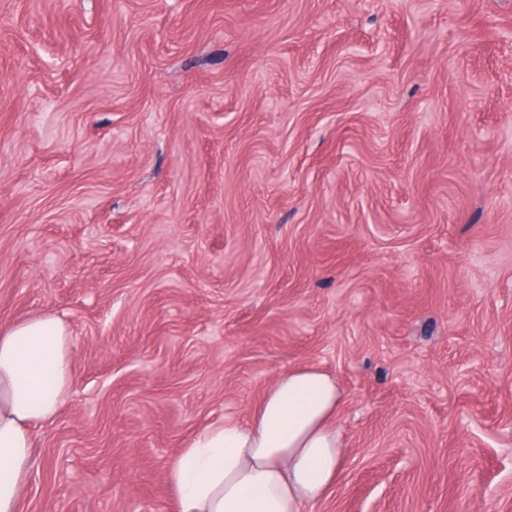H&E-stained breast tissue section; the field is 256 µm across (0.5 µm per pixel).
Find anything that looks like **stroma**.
I'll return each mask as SVG.
<instances>
[{"label": "stroma", "mask_w": 512, "mask_h": 512, "mask_svg": "<svg viewBox=\"0 0 512 512\" xmlns=\"http://www.w3.org/2000/svg\"><path fill=\"white\" fill-rule=\"evenodd\" d=\"M0 0V328L68 327L22 512L333 374L308 512H512V0Z\"/></svg>", "instance_id": "obj_1"}]
</instances>
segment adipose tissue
I'll use <instances>...</instances> for the list:
<instances>
[{
    "label": "adipose tissue",
    "instance_id": "ef3b65f1",
    "mask_svg": "<svg viewBox=\"0 0 512 512\" xmlns=\"http://www.w3.org/2000/svg\"><path fill=\"white\" fill-rule=\"evenodd\" d=\"M72 387L70 336L44 315L0 330V512H21L31 428L53 421ZM342 394L316 367L288 370L248 421L211 424L169 465L178 512H304L334 484Z\"/></svg>",
    "mask_w": 512,
    "mask_h": 512
}]
</instances>
